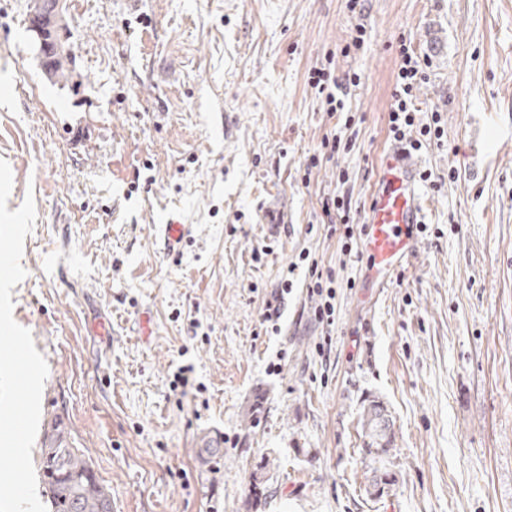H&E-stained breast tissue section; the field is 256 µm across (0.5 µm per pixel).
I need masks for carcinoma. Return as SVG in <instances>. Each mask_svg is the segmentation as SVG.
Masks as SVG:
<instances>
[{"mask_svg": "<svg viewBox=\"0 0 512 512\" xmlns=\"http://www.w3.org/2000/svg\"><path fill=\"white\" fill-rule=\"evenodd\" d=\"M46 27L50 48L42 61L44 73L54 83H66L71 77V60L58 34L60 23L50 21ZM361 427L363 464L371 474L366 492L380 499L396 482L395 422L388 418L387 407L379 398H367L362 402ZM40 471L49 512H112V487L99 478L86 452L73 447L58 419L52 420L45 433Z\"/></svg>", "mask_w": 512, "mask_h": 512, "instance_id": "1", "label": "carcinoma"}]
</instances>
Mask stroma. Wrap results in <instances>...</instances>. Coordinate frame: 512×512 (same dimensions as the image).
Segmentation results:
<instances>
[{
  "label": "stroma",
  "mask_w": 512,
  "mask_h": 512,
  "mask_svg": "<svg viewBox=\"0 0 512 512\" xmlns=\"http://www.w3.org/2000/svg\"><path fill=\"white\" fill-rule=\"evenodd\" d=\"M32 3L0 0L7 208L30 195L36 212L13 317L48 365L40 430L62 418L112 512H512V0H67L65 84L32 48ZM403 39L428 72L416 119L444 131L417 153L427 229L388 287L350 289L363 263L319 229L321 200L367 204ZM322 65L359 75L352 124L308 85ZM333 132L352 150L303 182ZM170 221L185 234L167 253ZM304 250L336 271V328L300 268L266 334ZM369 394L398 448L380 502ZM262 456L274 495L259 507ZM360 420L364 437L362 463L367 469L366 473L372 474L366 492L369 496L380 499L388 495L396 482V473L392 469L396 449L395 422L378 397L363 400Z\"/></svg>",
  "instance_id": "1"
}]
</instances>
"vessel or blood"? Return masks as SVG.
I'll return each instance as SVG.
<instances>
[{
	"label": "vessel or blood",
	"mask_w": 512,
	"mask_h": 512,
	"mask_svg": "<svg viewBox=\"0 0 512 512\" xmlns=\"http://www.w3.org/2000/svg\"><path fill=\"white\" fill-rule=\"evenodd\" d=\"M424 210L419 162L399 146L386 148L363 220L364 286L387 287L413 258L418 249L415 228L423 223Z\"/></svg>",
	"instance_id": "vessel-or-blood-1"
}]
</instances>
